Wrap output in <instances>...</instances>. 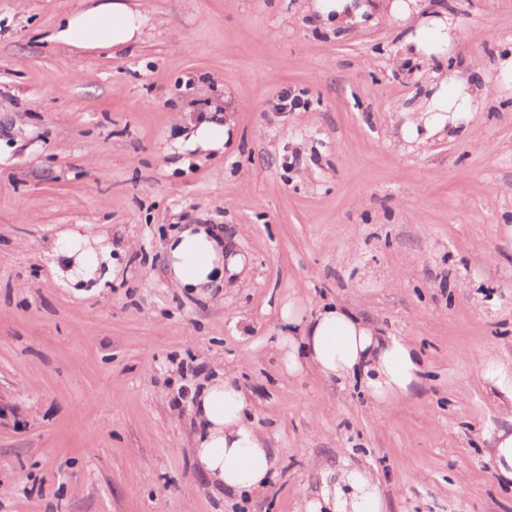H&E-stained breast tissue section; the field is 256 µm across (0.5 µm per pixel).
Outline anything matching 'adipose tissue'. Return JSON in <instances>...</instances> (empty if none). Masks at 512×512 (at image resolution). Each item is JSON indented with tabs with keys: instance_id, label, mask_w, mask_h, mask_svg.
<instances>
[{
	"instance_id": "ef3b65f1",
	"label": "adipose tissue",
	"mask_w": 512,
	"mask_h": 512,
	"mask_svg": "<svg viewBox=\"0 0 512 512\" xmlns=\"http://www.w3.org/2000/svg\"><path fill=\"white\" fill-rule=\"evenodd\" d=\"M380 10L405 20L415 29L407 41L423 49L427 29L449 38L448 14L428 15L422 0H381ZM142 9L126 0H98L96 5L72 13L56 34L59 42L81 50L125 47L142 36ZM488 89H469L455 75L434 85L432 100L446 104L447 115H420L409 121L413 140L424 145L444 129L458 123L462 113L472 111L487 98ZM62 252L68 258L59 276L72 283L94 278L99 260L96 252L82 248L78 232L67 235ZM167 270L178 288L208 295L225 276L244 271L247 258L225 240L221 229L191 224L176 231L166 247ZM287 325L279 338L289 373L315 367L323 376L346 380L364 378L370 396L377 401L409 395L421 384L424 361L417 345L405 336H382L345 306L334 304L302 319L295 303L282 309ZM251 401L231 378L215 376L197 389L193 412L200 425L194 439V460L199 471L217 490L235 496L265 488L273 475L274 458L266 436L249 418ZM383 512L384 504L375 484L364 471H344L337 485L323 488L320 499L310 501L308 512Z\"/></svg>"
}]
</instances>
